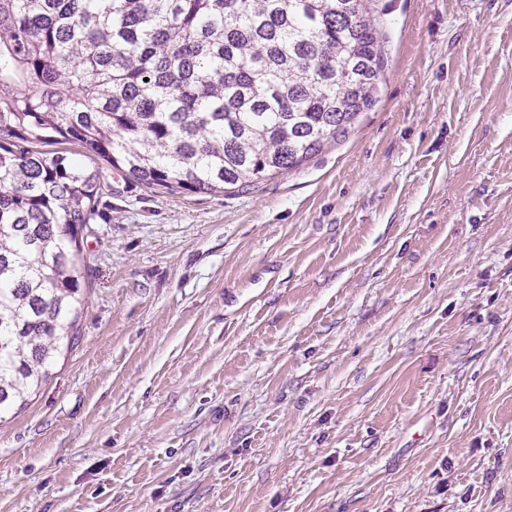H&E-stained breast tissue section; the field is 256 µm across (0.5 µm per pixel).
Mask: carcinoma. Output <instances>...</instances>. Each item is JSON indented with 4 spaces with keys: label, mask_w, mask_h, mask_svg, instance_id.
Wrapping results in <instances>:
<instances>
[{
    "label": "carcinoma",
    "mask_w": 512,
    "mask_h": 512,
    "mask_svg": "<svg viewBox=\"0 0 512 512\" xmlns=\"http://www.w3.org/2000/svg\"><path fill=\"white\" fill-rule=\"evenodd\" d=\"M368 0H0V412L78 339L105 186L247 190L346 134L385 53Z\"/></svg>",
    "instance_id": "carcinoma-1"
}]
</instances>
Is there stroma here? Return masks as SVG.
I'll return each mask as SVG.
<instances>
[{"instance_id": "1", "label": "stroma", "mask_w": 512, "mask_h": 512, "mask_svg": "<svg viewBox=\"0 0 512 512\" xmlns=\"http://www.w3.org/2000/svg\"><path fill=\"white\" fill-rule=\"evenodd\" d=\"M375 103L231 194L101 165L0 512H512V0H371Z\"/></svg>"}]
</instances>
